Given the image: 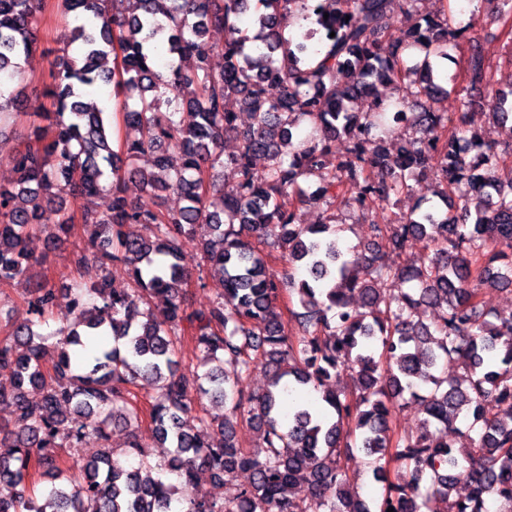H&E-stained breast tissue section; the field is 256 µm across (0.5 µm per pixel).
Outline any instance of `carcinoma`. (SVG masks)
I'll list each match as a JSON object with an SVG mask.
<instances>
[{
    "instance_id": "carcinoma-1",
    "label": "carcinoma",
    "mask_w": 512,
    "mask_h": 512,
    "mask_svg": "<svg viewBox=\"0 0 512 512\" xmlns=\"http://www.w3.org/2000/svg\"><path fill=\"white\" fill-rule=\"evenodd\" d=\"M417 0H99L96 21L63 34L44 95L53 110L29 112L23 147L9 158L16 174L0 186V282L30 277L41 263L29 249L39 237L59 240L80 210L89 246L104 274L70 289V319L43 334L23 323L0 339V512H424L430 496L448 512H512V316L482 307L485 286H512V162L477 131L465 129L471 92L487 95L493 123L512 121V90L502 91L479 54L460 71L443 67L448 47L479 21L454 16L449 0L420 14ZM502 23L512 62V0H480ZM46 0H0V85L23 80L20 60L37 48L35 29ZM88 0H57L60 18L80 14ZM411 18L386 55L382 39L394 13ZM224 32L220 48L206 40ZM335 36H330V33ZM81 43V56L68 47ZM221 53L224 66L212 65ZM166 54L178 57L160 64ZM113 66H108V62ZM112 84L115 110L134 136L114 140L108 108L83 100L86 90ZM391 96L372 95L374 84ZM458 90L456 118L437 109ZM367 97V110L351 104ZM26 106L23 91L0 92V125ZM252 116L246 127L239 111ZM237 151L224 154V139ZM348 154L330 169L336 139ZM150 156L151 169L133 167ZM266 165L255 170L253 160ZM439 177L438 201H418L385 222L370 224L371 242L344 248L336 213L374 215L399 207L412 182ZM152 201L131 200L126 180ZM104 211L94 199L106 190ZM184 205L169 211L163 194ZM323 203L322 224H305L304 209ZM54 206L57 222H44ZM151 224L143 240L124 231ZM199 238L202 266L223 285L205 310L187 311L188 274L180 240ZM432 245L428 262L388 265L379 243L401 256L409 241ZM288 263L280 278L273 253ZM408 290H403V287ZM386 288L401 290L393 304ZM301 311L293 336L281 330L283 294ZM161 298L164 306L150 304ZM58 301L42 279L28 304L38 321ZM192 334L195 367L176 359L182 332ZM84 336H110L81 368L73 365ZM53 355L51 367L43 362ZM461 373L448 378V361ZM261 366L270 380L260 393L242 380ZM350 373L353 386L336 389ZM140 379L160 390L148 416L156 441L172 448L153 477L131 391ZM420 398L425 417L394 431L405 395ZM314 390L325 409L302 398ZM224 415L207 417V404ZM468 413L470 445L441 436L458 431ZM95 418L96 431L129 427L127 460L101 448L61 461L57 449L79 451ZM260 430L262 445L245 448L237 427ZM352 448L369 458L380 495L361 497L341 465ZM54 483L36 490L35 476ZM244 473L248 481L227 501L179 496L180 485L207 474ZM461 480L470 488L452 497Z\"/></svg>"
}]
</instances>
